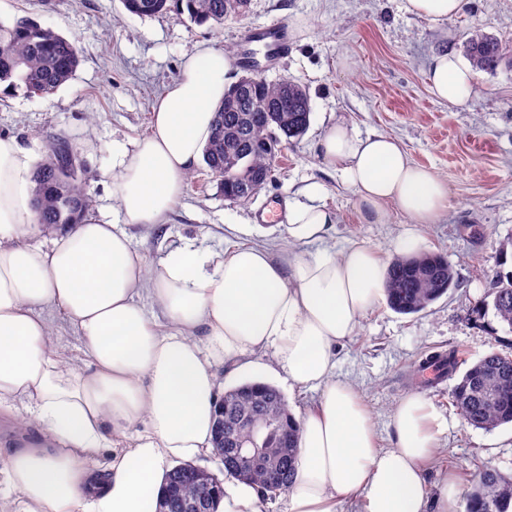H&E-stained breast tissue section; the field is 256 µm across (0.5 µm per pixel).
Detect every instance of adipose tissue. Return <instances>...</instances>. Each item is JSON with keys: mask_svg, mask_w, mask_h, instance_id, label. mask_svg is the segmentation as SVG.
I'll return each mask as SVG.
<instances>
[{"mask_svg": "<svg viewBox=\"0 0 512 512\" xmlns=\"http://www.w3.org/2000/svg\"><path fill=\"white\" fill-rule=\"evenodd\" d=\"M235 62L213 45L186 55L153 105L150 135L114 148L115 218L84 213L46 247L26 242L36 229L32 156L0 137V407L22 412L54 441L0 463L15 492L0 499V512H158L175 464L213 449L217 365L246 369L267 353L291 384L320 393L297 419L298 469L284 512H459L452 476L434 495L426 482L438 420L428 400H400L395 445L380 451L359 394L334 375L338 348L383 295L387 264L362 245L341 256L307 252L334 222L322 182H307L289 203L292 248L277 255L247 245L219 254L187 239L150 269L124 230L162 223L181 195ZM427 81L451 106L476 93L470 68L449 51L434 58ZM319 154L353 188L364 222L383 223L391 205L408 217L398 254L419 252L416 225L448 210L446 181L391 136L363 137L339 121ZM144 294L159 317L145 314ZM57 318L77 329L82 359L58 351ZM130 427L136 436L126 447ZM107 447L112 459L102 471L97 459Z\"/></svg>", "mask_w": 512, "mask_h": 512, "instance_id": "obj_1", "label": "adipose tissue"}]
</instances>
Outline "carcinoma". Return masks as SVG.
<instances>
[{"mask_svg":"<svg viewBox=\"0 0 512 512\" xmlns=\"http://www.w3.org/2000/svg\"><path fill=\"white\" fill-rule=\"evenodd\" d=\"M229 0H122L124 8L135 15L155 16L174 10L198 24L224 22ZM463 52L473 68L493 72L503 60L498 40L479 28L467 32ZM79 64L76 46L42 27L32 19L11 25L0 22V83L22 88L31 96L54 94L72 79ZM310 95L298 82L285 85L263 81L258 87L235 93L229 90L214 121L212 136L204 158L217 181L220 193L238 194V179L227 183L225 166L242 162L241 172L262 171L269 166L261 145L273 137L300 138L310 124ZM51 151L32 173V196L37 223L74 224L78 216L92 206V196L79 178L78 171L65 163L71 148L66 141L50 142ZM507 253H502L494 271L492 299L481 300V312L494 315L512 334V270L505 269ZM457 272L440 254L422 252L396 256L388 266L384 294L394 312L409 315L428 309L457 285ZM466 363L463 352L453 347L446 353L430 355L415 365L419 383L435 387L455 376ZM452 401L466 423L491 430L512 424V356L491 351L470 364L452 389ZM260 415L270 424L260 447L265 459L249 471L244 481L257 486L268 496L287 491L296 474L299 430L282 393L275 386L245 381L224 390V447L231 440L237 446H250L254 435L248 420ZM173 477L179 482L184 501L210 494L197 480L196 472L179 469ZM512 508V476L496 469H483L466 499V512H509Z\"/></svg>","mask_w":512,"mask_h":512,"instance_id":"cac0c4a2","label":"carcinoma"}]
</instances>
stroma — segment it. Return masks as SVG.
I'll list each match as a JSON object with an SVG mask.
<instances>
[{"mask_svg": "<svg viewBox=\"0 0 512 512\" xmlns=\"http://www.w3.org/2000/svg\"><path fill=\"white\" fill-rule=\"evenodd\" d=\"M21 18L74 43L80 63L52 96L32 97L20 88L0 93V135L15 137L37 163L48 136L71 142L93 210L107 219L112 145L150 133L153 100L178 76L185 54L202 42L238 47L249 27L286 21L293 50L263 76L308 88V131L286 143L271 181L250 201H225L206 163H199L165 224L128 225L134 247L152 267L182 237L215 251L239 243L280 252L288 246L282 227L257 222L256 213L296 198L306 182L317 180L327 186L324 203L335 216L327 247L339 255L363 244L391 260L407 217L391 206L384 223H363L352 189L323 161L317 144L325 127L341 119L363 136L396 137L415 162L448 183L447 214L418 230L424 250L445 255L454 266L458 284L419 314L402 315L379 301L340 347L335 374L358 391L381 449L394 445L391 421L398 402L411 394L428 399L442 424L437 444L443 459L427 471L431 491L450 473L461 492H468L479 463L512 474L511 425L492 430L467 425L451 401L453 380L430 388L410 373L413 363L455 346L473 361L493 350L512 355V334L493 312L477 311L494 286L501 254H512V0H463L455 18L439 21L406 12L404 0H251L244 17L218 27L174 11L133 15L121 0H0L1 22ZM473 27L495 36L508 60L491 73L474 71L476 95L454 107L431 94L427 72L440 52L461 51L465 31ZM216 373L227 388L250 379L276 386L294 413H305L319 397L299 392L272 372L234 373L221 365Z\"/></svg>", "mask_w": 512, "mask_h": 512, "instance_id": "obj_1", "label": "stroma"}]
</instances>
